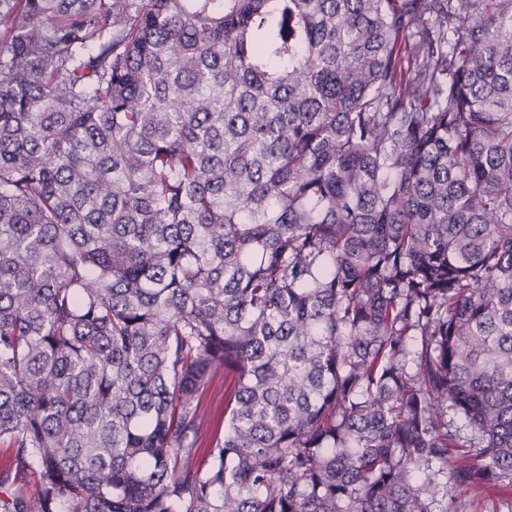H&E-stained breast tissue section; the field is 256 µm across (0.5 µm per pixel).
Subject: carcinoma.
<instances>
[{
  "label": "carcinoma",
  "mask_w": 512,
  "mask_h": 512,
  "mask_svg": "<svg viewBox=\"0 0 512 512\" xmlns=\"http://www.w3.org/2000/svg\"><path fill=\"white\" fill-rule=\"evenodd\" d=\"M0 448V512H512V0H0ZM202 408L212 418L213 426L224 430V369L213 372L209 386L201 397ZM460 493L459 498L470 504L467 512H491L498 493L491 487H482L476 490H468Z\"/></svg>",
  "instance_id": "1"
}]
</instances>
